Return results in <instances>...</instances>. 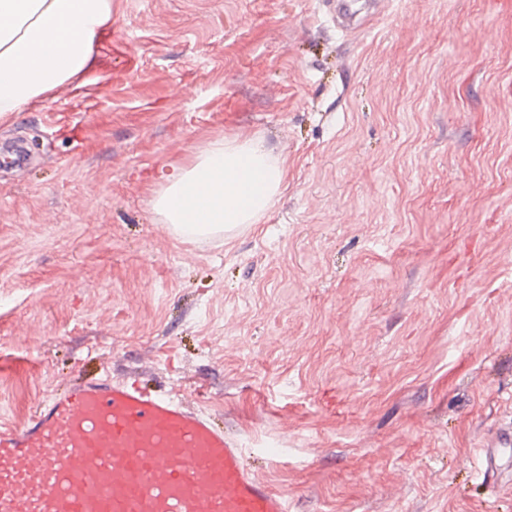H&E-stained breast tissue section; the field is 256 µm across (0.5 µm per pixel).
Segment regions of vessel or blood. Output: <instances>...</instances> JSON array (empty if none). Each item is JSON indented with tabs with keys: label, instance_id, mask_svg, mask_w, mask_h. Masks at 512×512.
Masks as SVG:
<instances>
[{
	"label": "vessel or blood",
	"instance_id": "vessel-or-blood-1",
	"mask_svg": "<svg viewBox=\"0 0 512 512\" xmlns=\"http://www.w3.org/2000/svg\"><path fill=\"white\" fill-rule=\"evenodd\" d=\"M0 512H288L222 419L103 369L0 424Z\"/></svg>",
	"mask_w": 512,
	"mask_h": 512
}]
</instances>
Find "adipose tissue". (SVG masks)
Returning a JSON list of instances; mask_svg holds the SVG:
<instances>
[{
	"instance_id": "1",
	"label": "adipose tissue",
	"mask_w": 512,
	"mask_h": 512,
	"mask_svg": "<svg viewBox=\"0 0 512 512\" xmlns=\"http://www.w3.org/2000/svg\"><path fill=\"white\" fill-rule=\"evenodd\" d=\"M112 0H0V122L85 74ZM287 176L259 143L213 136L164 174L154 207L175 235L260 223Z\"/></svg>"
}]
</instances>
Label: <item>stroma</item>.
I'll list each match as a JSON object with an SVG mask.
<instances>
[{
  "instance_id": "35a3bbf8",
  "label": "stroma",
  "mask_w": 512,
  "mask_h": 512,
  "mask_svg": "<svg viewBox=\"0 0 512 512\" xmlns=\"http://www.w3.org/2000/svg\"><path fill=\"white\" fill-rule=\"evenodd\" d=\"M326 2L112 0L90 72L0 123V418L149 366L290 512H512V0ZM216 134L287 179L184 242L161 170ZM483 461L486 466V472L496 467L497 457L496 453L491 448H511L512 447V429H505L501 431L497 437L491 442L484 445Z\"/></svg>"
}]
</instances>
